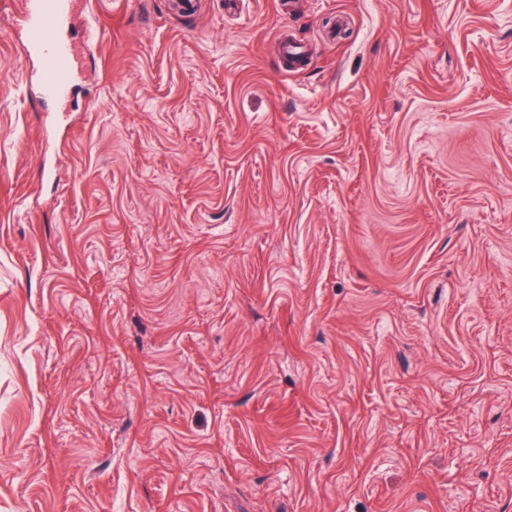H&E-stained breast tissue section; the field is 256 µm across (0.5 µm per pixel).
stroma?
<instances>
[{
  "label": "stroma",
  "mask_w": 512,
  "mask_h": 512,
  "mask_svg": "<svg viewBox=\"0 0 512 512\" xmlns=\"http://www.w3.org/2000/svg\"><path fill=\"white\" fill-rule=\"evenodd\" d=\"M14 2L0 512H512V0ZM73 0H21L18 23L26 32L25 49L43 68V94L66 103L74 77L73 45L67 36Z\"/></svg>",
  "instance_id": "obj_1"
}]
</instances>
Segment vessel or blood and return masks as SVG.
<instances>
[{"label":"vessel or blood","mask_w":512,"mask_h":512,"mask_svg":"<svg viewBox=\"0 0 512 512\" xmlns=\"http://www.w3.org/2000/svg\"><path fill=\"white\" fill-rule=\"evenodd\" d=\"M72 0H20L18 23L27 35L25 49L43 68V94L66 103L74 77L73 45L67 36Z\"/></svg>","instance_id":"1"}]
</instances>
